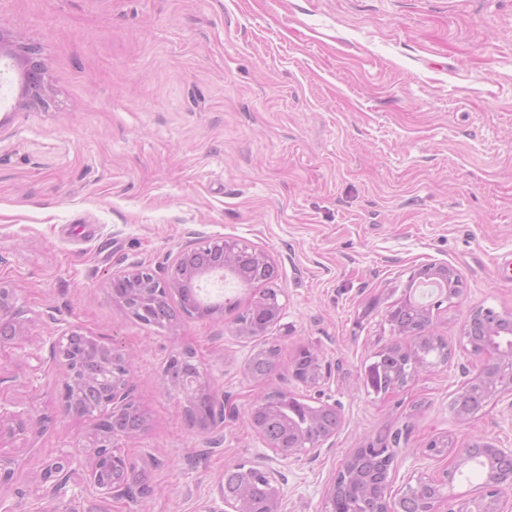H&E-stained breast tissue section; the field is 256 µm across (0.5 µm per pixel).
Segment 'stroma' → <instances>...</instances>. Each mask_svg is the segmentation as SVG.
<instances>
[{
  "mask_svg": "<svg viewBox=\"0 0 512 512\" xmlns=\"http://www.w3.org/2000/svg\"><path fill=\"white\" fill-rule=\"evenodd\" d=\"M0 28L38 48L53 87L19 108L20 72L0 59V281L29 327L0 345V397L50 418L0 438L12 512H221L225 469L267 451L249 412L270 388L340 405L328 453L282 459L284 512H324L343 461L378 439L397 448V489L430 441L512 448V398L465 422L454 409L480 367L468 313L512 314V0H0ZM216 240L277 268L284 315L264 341L236 337L228 311L170 330L113 302L116 271L165 279L167 254ZM440 264L462 279L432 319L450 363L375 392L389 311L435 301L412 277ZM70 324L133 353L148 416L117 443L127 483L109 498L81 474L61 490L43 476L90 430L60 411L59 367L31 377ZM265 341L279 357L258 382L245 364ZM186 346L224 393L213 433L163 381ZM303 347L330 363L325 385L291 377Z\"/></svg>",
  "mask_w": 512,
  "mask_h": 512,
  "instance_id": "35a3bbf8",
  "label": "stroma"
}]
</instances>
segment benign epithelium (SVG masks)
<instances>
[{
  "instance_id": "1",
  "label": "benign epithelium",
  "mask_w": 512,
  "mask_h": 512,
  "mask_svg": "<svg viewBox=\"0 0 512 512\" xmlns=\"http://www.w3.org/2000/svg\"><path fill=\"white\" fill-rule=\"evenodd\" d=\"M38 49L34 46L22 48V53L18 54L13 48V35L0 29V56L11 55L18 59L24 74V89L22 101L18 104L20 108H26L33 104H46L51 87L45 81L41 63L36 59ZM204 248V245L189 244L175 253L171 259L170 267L178 273V277L162 280L154 272L143 265H133L112 274L109 282V288L115 289L118 285L124 284L128 288V295L124 298H117V301L127 310V312L136 320L144 323L148 320L147 308L154 305V295L147 289L138 287V282L149 283L157 288V293L166 296L172 293H181L183 286L190 282L203 283L210 278L224 280V273L232 272L234 263L231 257L235 249L231 246L225 247V259L219 269L213 270L205 267L193 266L187 263L189 254ZM8 320L12 323V330L7 336L0 338V343L21 340L29 335V328L25 321L20 319V311L16 309L15 297L13 291L6 285L0 283V325ZM84 335L83 329L76 325H70L63 329L58 336L54 337L49 343L50 358L55 364L61 367L65 373L64 390L61 396V410L63 413L84 415V412L77 407V385L81 381L80 362L67 354L68 343L79 336ZM409 337L411 345L408 350H403L401 346L394 345L392 349L398 352L412 353L418 350L424 340L433 337V334L413 329L404 332ZM89 340L97 344L98 356L104 360L119 359L123 367V372L119 379L112 381V387L107 389L101 398L98 413L101 415L93 426V432L86 437L87 444L82 446V451L66 455L49 462L45 467V474L48 476H61L58 482L59 488H64L75 468H83L84 478L87 484L95 489L100 495L109 497L112 493L121 488L126 480V462L121 454L117 453L112 446L110 439L119 436V433L108 429V423L111 413L119 408H125L134 404L131 397L130 374L131 357L128 353L107 346L98 342L91 336ZM313 358V369L310 372H304L297 368L293 369L292 377L298 383L315 387L326 383L331 377V369L323 360V357L311 350H306ZM471 354L483 360L478 375L465 381L464 388H469L479 382L491 384L489 398L495 399L505 393L512 391L511 388L504 385H495L493 381L497 378L503 369H508L512 374V350L503 351L498 348L497 343L489 339L479 346H471ZM173 390L183 399L184 403H189L196 396H207L213 404V413L205 422V428L215 429L224 422V394L217 388L214 380L206 374L198 371L186 383L172 384ZM45 422V418L38 420L33 418L32 411L16 402H8L0 398V436L8 434L14 436L23 434L28 430L35 429L38 425ZM335 435V432L323 434L316 439L309 440L302 436V433H296L297 445L295 448L284 451L277 443L267 439V447L275 455L283 458L298 452L309 454L313 457L320 455L321 451ZM94 448L93 454L88 462H83L81 454L88 453V448ZM454 452L460 458L469 455L480 454L489 459L503 460L512 459V448L498 446L485 438H475L463 449L450 448L448 444L442 441H432L427 448L421 452L423 459L435 458L445 455L448 452ZM396 451L389 453L386 462L380 465L372 481L375 486L373 496L372 512H399V503L403 497L410 494L415 488H425L427 493L419 502L418 512H440V506L444 501V493L448 484L453 481L455 469L444 468L432 474L421 473L415 481L405 484V490L402 495L397 496L392 493L393 480L389 475L391 464L395 458ZM361 453H356L351 458L345 460L340 467L337 477L326 496L327 512H335L334 501L336 488L340 483H348L355 476V465L358 462ZM273 458L268 455H260L253 467L263 473L267 479L270 488V497L267 503L266 512H282L283 503L286 497V482L282 478L280 471L272 466ZM512 489V468L493 466L487 473L486 479L482 484V490L475 496L466 498L459 503L457 512H504V498L508 491ZM219 495L224 503L225 512H252L246 500L242 498L224 497V483H218Z\"/></svg>"
}]
</instances>
